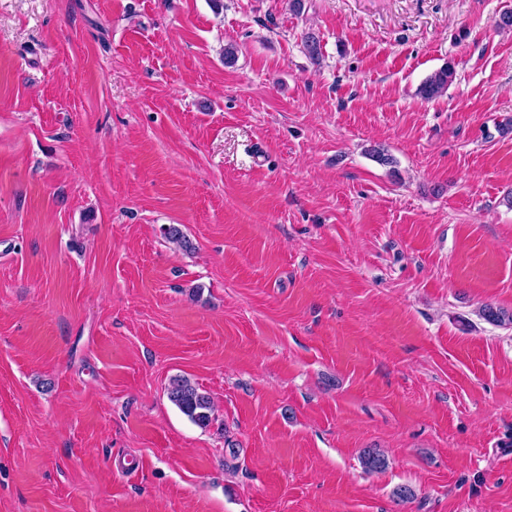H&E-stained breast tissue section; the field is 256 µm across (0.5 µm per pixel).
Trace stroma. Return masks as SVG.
Returning <instances> with one entry per match:
<instances>
[{"mask_svg":"<svg viewBox=\"0 0 512 512\" xmlns=\"http://www.w3.org/2000/svg\"><path fill=\"white\" fill-rule=\"evenodd\" d=\"M290 5L0 0V512H512V0ZM454 70L446 65L428 76L418 89V94L424 100L430 101L444 95L448 84L452 82ZM169 400L198 426L209 424L213 405L210 397L184 377L172 380L168 391Z\"/></svg>","mask_w":512,"mask_h":512,"instance_id":"35a3bbf8","label":"stroma"}]
</instances>
